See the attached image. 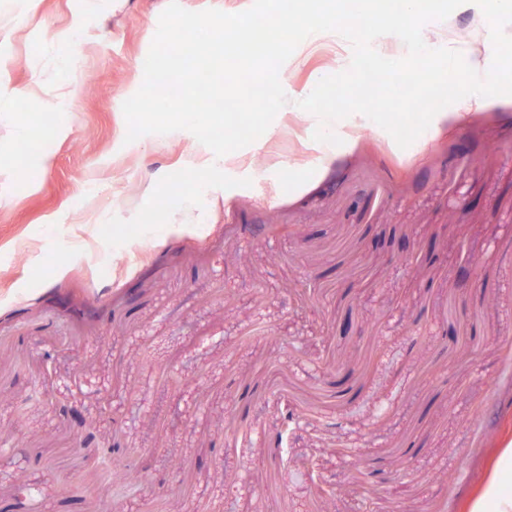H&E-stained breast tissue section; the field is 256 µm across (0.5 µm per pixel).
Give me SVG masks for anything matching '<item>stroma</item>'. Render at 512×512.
I'll use <instances>...</instances> for the list:
<instances>
[{"label": "stroma", "instance_id": "1", "mask_svg": "<svg viewBox=\"0 0 512 512\" xmlns=\"http://www.w3.org/2000/svg\"><path fill=\"white\" fill-rule=\"evenodd\" d=\"M168 2L37 0L21 13L0 0V55L21 91L0 101V502L470 512L512 440V12L490 60L499 86L458 124L403 149L354 114L326 152L315 116L291 107L198 191L185 180L205 150L195 136L125 140L122 104ZM481 10L466 0L422 36L471 56ZM76 25L59 137L25 89L37 77L60 93L59 36ZM352 53L337 37L280 81L300 92ZM22 124L42 139L27 145ZM31 147L52 163L15 179ZM271 211L288 233L262 231ZM405 239L424 247L408 263ZM466 256L480 269L453 281ZM246 389L247 418H230ZM289 410L300 421L279 446ZM303 463L334 496L315 498ZM126 464L142 485L114 479Z\"/></svg>", "mask_w": 512, "mask_h": 512}]
</instances>
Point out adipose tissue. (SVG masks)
Segmentation results:
<instances>
[{
    "mask_svg": "<svg viewBox=\"0 0 512 512\" xmlns=\"http://www.w3.org/2000/svg\"><path fill=\"white\" fill-rule=\"evenodd\" d=\"M512 0H483L479 35L482 47L470 63L472 80L464 86L459 105H479L493 93L500 73L488 65L490 58L501 52L500 19L506 5ZM471 512H512V448H504L501 460L482 495L473 503Z\"/></svg>",
    "mask_w": 512,
    "mask_h": 512,
    "instance_id": "obj_1",
    "label": "adipose tissue"
}]
</instances>
